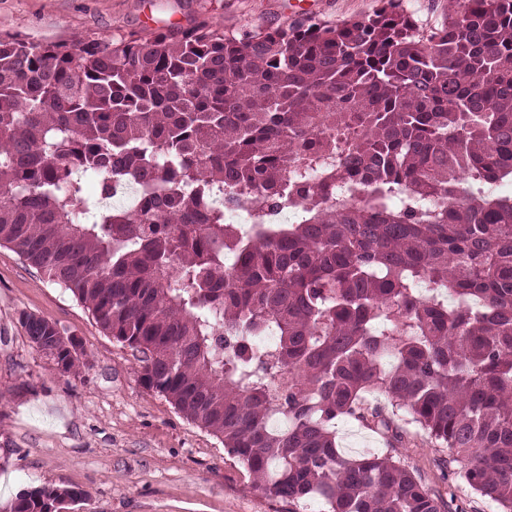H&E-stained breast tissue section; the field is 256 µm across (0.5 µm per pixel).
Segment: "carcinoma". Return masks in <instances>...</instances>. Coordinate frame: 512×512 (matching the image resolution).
<instances>
[{"label":"carcinoma","instance_id":"cac0c4a2","mask_svg":"<svg viewBox=\"0 0 512 512\" xmlns=\"http://www.w3.org/2000/svg\"><path fill=\"white\" fill-rule=\"evenodd\" d=\"M129 179L137 210L104 205ZM504 182L512 0H457L429 32L386 0L238 37L204 22L118 41L0 34V246L290 504L441 512L400 462L338 448L340 417L394 432L363 405L375 392L512 512V196L490 190ZM246 198L252 223L229 222ZM282 211L294 221L270 223ZM20 324L76 367L56 323ZM85 498L34 487L0 512Z\"/></svg>","mask_w":512,"mask_h":512}]
</instances>
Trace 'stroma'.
<instances>
[{
  "mask_svg": "<svg viewBox=\"0 0 512 512\" xmlns=\"http://www.w3.org/2000/svg\"><path fill=\"white\" fill-rule=\"evenodd\" d=\"M382 0H0V33L32 42L93 36L115 40L200 21L240 35L288 27L299 11L335 24L368 17ZM32 313L81 344L68 373L20 325ZM139 353L106 335L70 292L0 247V501L26 488L77 487L79 512H288L267 497L238 457L140 382ZM398 437L342 417L345 454L367 448L399 460L442 502V512H499L448 474V451L398 415Z\"/></svg>",
  "mask_w": 512,
  "mask_h": 512,
  "instance_id": "stroma-1",
  "label": "stroma"
}]
</instances>
